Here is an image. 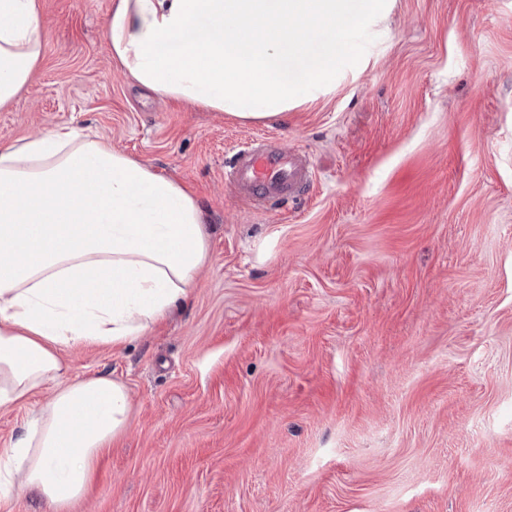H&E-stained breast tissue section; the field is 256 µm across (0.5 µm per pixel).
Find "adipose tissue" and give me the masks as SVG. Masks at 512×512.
<instances>
[{
    "label": "adipose tissue",
    "mask_w": 512,
    "mask_h": 512,
    "mask_svg": "<svg viewBox=\"0 0 512 512\" xmlns=\"http://www.w3.org/2000/svg\"><path fill=\"white\" fill-rule=\"evenodd\" d=\"M391 0H113L111 57L157 97L243 124L286 118L336 81L348 36ZM41 0H0V111L43 62ZM210 251L199 200L60 124L0 148V408L52 394L0 450V495L70 512L129 426L111 374L71 377L61 348L130 343L186 303Z\"/></svg>",
    "instance_id": "adipose-tissue-1"
}]
</instances>
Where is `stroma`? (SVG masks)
Listing matches in <instances>:
<instances>
[{
  "mask_svg": "<svg viewBox=\"0 0 512 512\" xmlns=\"http://www.w3.org/2000/svg\"><path fill=\"white\" fill-rule=\"evenodd\" d=\"M112 0H43L0 147L90 129L192 191L210 259L132 343L62 348L131 395L71 512H512V0H395L283 122L165 101L108 52ZM305 151L292 204L224 184L240 139Z\"/></svg>",
  "mask_w": 512,
  "mask_h": 512,
  "instance_id": "1",
  "label": "stroma"
}]
</instances>
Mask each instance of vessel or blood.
I'll return each instance as SVG.
<instances>
[{"instance_id":"obj_1","label":"vessel or blood","mask_w":512,"mask_h":512,"mask_svg":"<svg viewBox=\"0 0 512 512\" xmlns=\"http://www.w3.org/2000/svg\"><path fill=\"white\" fill-rule=\"evenodd\" d=\"M316 179L306 153L283 150L264 136H250L224 162V182L248 205H268L298 199Z\"/></svg>"}]
</instances>
